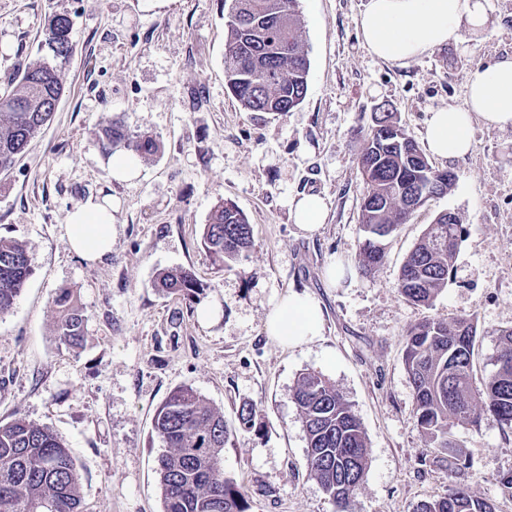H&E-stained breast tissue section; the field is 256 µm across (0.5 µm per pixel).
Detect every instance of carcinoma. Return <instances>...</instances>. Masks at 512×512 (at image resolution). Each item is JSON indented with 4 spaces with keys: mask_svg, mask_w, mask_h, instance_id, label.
<instances>
[{
    "mask_svg": "<svg viewBox=\"0 0 512 512\" xmlns=\"http://www.w3.org/2000/svg\"><path fill=\"white\" fill-rule=\"evenodd\" d=\"M224 77L242 107L281 116L297 108L308 90L310 62L300 38L298 0H224ZM71 19L53 14L45 22L52 60L38 59L21 69L14 88L0 94V170L10 168L47 125L63 93L61 65L72 52ZM96 135L103 147L138 157L152 155L160 142L129 134L110 122ZM365 185L360 206L362 245L358 267L371 273L385 258L386 241L416 209L411 195L430 186L443 196L456 182L450 170L433 167L403 131L388 104L376 108L358 158ZM466 229L439 214L406 256L397 280L407 302L430 306L448 285ZM210 260L222 266L248 257L251 225L231 202L212 211L202 240ZM32 274L22 242L0 238V315L9 313ZM157 288L192 302L202 285L184 268L159 273ZM55 335L66 347L82 345L86 316L73 288L51 300ZM476 320L467 315L431 317L406 331L403 363L414 393L413 415L430 451L458 475L470 467L454 438L459 426L478 428L490 414L512 431V328L501 331L493 369L475 384ZM307 435V465L336 506L348 512L368 467V439L353 405L324 375L304 372L292 392ZM240 428H256L255 409L243 404ZM154 432L166 448L157 460L163 512H252L248 492L224 476L229 429L224 414L195 389L179 387L159 408ZM0 512H84L80 474L65 442L49 427L17 416L0 421ZM414 512H494L489 501L460 484L416 505Z\"/></svg>",
    "mask_w": 512,
    "mask_h": 512,
    "instance_id": "1",
    "label": "carcinoma"
}]
</instances>
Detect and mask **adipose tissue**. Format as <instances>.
<instances>
[{"label": "adipose tissue", "instance_id": "1", "mask_svg": "<svg viewBox=\"0 0 512 512\" xmlns=\"http://www.w3.org/2000/svg\"><path fill=\"white\" fill-rule=\"evenodd\" d=\"M360 24L363 41L374 56L405 62L461 42L464 32L485 30L489 16L486 0H369ZM466 88L463 105L430 114L424 139L436 156H466L472 148L474 120L512 127V56L472 68ZM115 209L107 197L91 196L76 206L65 226L72 250L90 262L110 254L116 234ZM265 328L280 344L299 346L320 334L321 308L309 296L288 294L267 315Z\"/></svg>", "mask_w": 512, "mask_h": 512}]
</instances>
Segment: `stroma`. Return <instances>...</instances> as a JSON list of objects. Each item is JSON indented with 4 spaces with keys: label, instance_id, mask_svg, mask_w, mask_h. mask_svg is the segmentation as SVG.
Returning a JSON list of instances; mask_svg holds the SVG:
<instances>
[{
    "label": "stroma",
    "instance_id": "1",
    "mask_svg": "<svg viewBox=\"0 0 512 512\" xmlns=\"http://www.w3.org/2000/svg\"><path fill=\"white\" fill-rule=\"evenodd\" d=\"M367 0H299L308 91L286 116L251 112L224 81V0H0V93L18 70L46 57L44 25L73 22L64 92L51 122L15 165L0 171V236L24 242L33 273L0 316V420L50 426L79 469L84 512H163L153 420L169 394L196 389L235 432L224 474L253 512H333L307 465V437L292 398L298 375L323 374L352 403L368 437L369 464L350 512H413L443 495L448 464L430 453L413 415L403 364L407 328L427 317L478 322L475 376L492 369L498 330L512 327V127L475 121L463 159L430 156L456 173L390 239L371 275L357 268L362 135L379 104L423 142L431 112L461 105L469 71L512 56V0H488L490 23L465 43L434 48L407 65L374 57L360 29ZM116 121L156 138L141 174L116 181L95 135ZM317 193L327 213L313 235L294 224L288 200ZM91 196L117 198L112 252L90 263L71 250L65 224ZM234 203L252 228L248 261L211 262L201 236L218 204ZM466 234L454 273L432 306L397 292L400 267L439 212ZM344 270L330 284L327 269ZM190 269L196 303L155 288L165 269ZM75 288L87 317L81 349L60 344L51 297ZM323 313L320 336L296 348L264 330L288 293ZM215 317L201 319L204 306ZM254 405L258 430L238 428ZM471 466L459 477L495 512H512L497 481L512 472V432L487 415L455 430Z\"/></svg>",
    "mask_w": 512,
    "mask_h": 512
}]
</instances>
